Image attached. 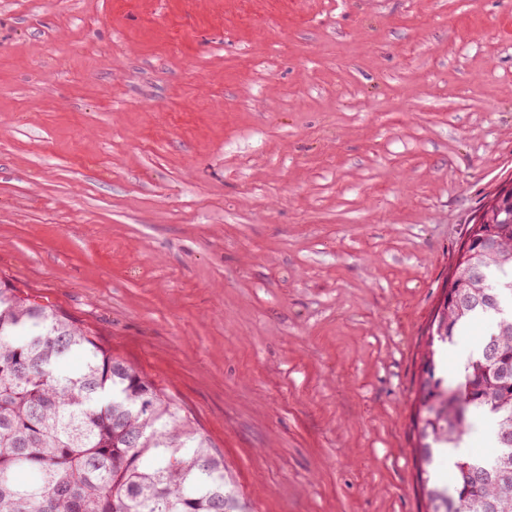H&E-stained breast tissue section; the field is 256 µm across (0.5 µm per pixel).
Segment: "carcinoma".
Masks as SVG:
<instances>
[{
	"instance_id": "obj_1",
	"label": "carcinoma",
	"mask_w": 512,
	"mask_h": 512,
	"mask_svg": "<svg viewBox=\"0 0 512 512\" xmlns=\"http://www.w3.org/2000/svg\"><path fill=\"white\" fill-rule=\"evenodd\" d=\"M498 251L448 284L421 357L413 427L424 512H512V224H492ZM478 318L493 331L470 355L448 409L440 353ZM493 423L488 456L458 455L454 494L435 462L460 448L467 413ZM224 454L165 389L59 310L0 280V512H235Z\"/></svg>"
}]
</instances>
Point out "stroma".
I'll return each mask as SVG.
<instances>
[{
  "label": "stroma",
  "instance_id": "obj_1",
  "mask_svg": "<svg viewBox=\"0 0 512 512\" xmlns=\"http://www.w3.org/2000/svg\"><path fill=\"white\" fill-rule=\"evenodd\" d=\"M510 182L512 0H0V278L251 512H419L428 325Z\"/></svg>",
  "mask_w": 512,
  "mask_h": 512
}]
</instances>
